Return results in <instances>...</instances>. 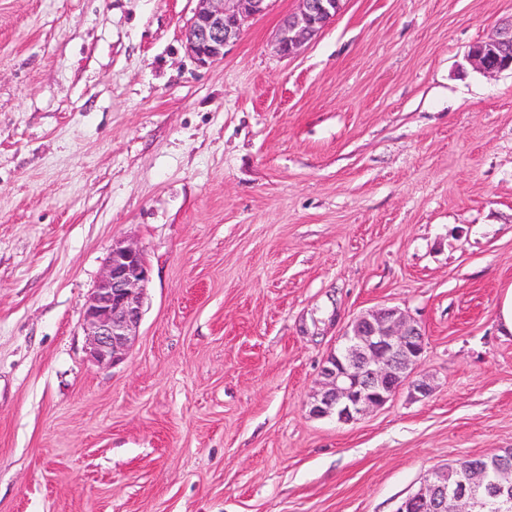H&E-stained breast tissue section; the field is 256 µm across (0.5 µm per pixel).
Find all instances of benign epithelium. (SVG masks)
<instances>
[{
    "mask_svg": "<svg viewBox=\"0 0 512 512\" xmlns=\"http://www.w3.org/2000/svg\"><path fill=\"white\" fill-rule=\"evenodd\" d=\"M344 0H300L299 10L280 25L276 48L293 54L318 35L342 9ZM270 0H198L186 33L188 48L205 64L224 56L244 24L269 10ZM467 59L479 72L494 76L512 70V18L495 34L473 44ZM150 268L143 251L118 242L105 261L104 272L85 303L86 351L101 366L122 362L143 316L144 292ZM425 332L397 308L370 311L354 319L342 343L321 368V388L310 402L309 414L334 416L342 424L355 423L383 407L400 390L416 399L432 392L417 374L425 352ZM512 502V448L496 457L495 478L483 461L470 462L427 479L402 499L395 512H485L491 502Z\"/></svg>",
    "mask_w": 512,
    "mask_h": 512,
    "instance_id": "benign-epithelium-1",
    "label": "benign epithelium"
}]
</instances>
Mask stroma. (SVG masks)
Here are the masks:
<instances>
[{
	"mask_svg": "<svg viewBox=\"0 0 512 512\" xmlns=\"http://www.w3.org/2000/svg\"><path fill=\"white\" fill-rule=\"evenodd\" d=\"M197 0H0V512H394L512 448V0H346L291 56L273 0L200 64ZM150 266L85 354L113 243ZM426 334L428 398L314 418L360 313ZM467 59L487 76L512 70V17L501 23L492 37L473 44ZM149 276L142 250L122 242L112 245L83 312L86 351L96 364L113 367L124 360L142 320Z\"/></svg>",
	"mask_w": 512,
	"mask_h": 512,
	"instance_id": "1",
	"label": "stroma"
}]
</instances>
